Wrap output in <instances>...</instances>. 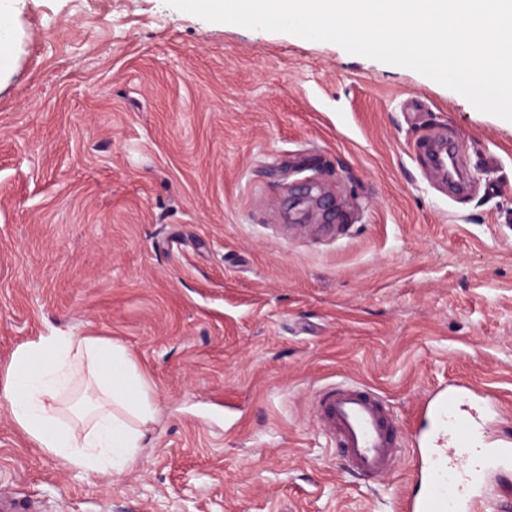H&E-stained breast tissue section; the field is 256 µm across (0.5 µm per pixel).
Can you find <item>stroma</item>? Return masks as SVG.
I'll return each mask as SVG.
<instances>
[{"label": "stroma", "mask_w": 512, "mask_h": 512, "mask_svg": "<svg viewBox=\"0 0 512 512\" xmlns=\"http://www.w3.org/2000/svg\"><path fill=\"white\" fill-rule=\"evenodd\" d=\"M0 77V386L52 329L125 346L157 409L85 478L0 399V490L39 512H400L415 460L352 473L314 421L350 378L407 441L435 386L512 431V122L332 42L165 0H20ZM460 147L449 193L424 145ZM311 184L332 215L295 187Z\"/></svg>", "instance_id": "1"}]
</instances>
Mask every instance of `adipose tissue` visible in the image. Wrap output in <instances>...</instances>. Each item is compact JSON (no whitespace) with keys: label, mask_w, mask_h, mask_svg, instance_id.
Here are the masks:
<instances>
[{"label":"adipose tissue","mask_w":512,"mask_h":512,"mask_svg":"<svg viewBox=\"0 0 512 512\" xmlns=\"http://www.w3.org/2000/svg\"><path fill=\"white\" fill-rule=\"evenodd\" d=\"M78 383L84 403L63 419L57 402ZM0 394L32 443L87 477L135 467L156 422L147 379L123 345L101 336L54 329L18 348Z\"/></svg>","instance_id":"ef3b65f1"}]
</instances>
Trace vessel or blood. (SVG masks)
Segmentation results:
<instances>
[{"label": "vessel or blood", "instance_id": "b4317fda", "mask_svg": "<svg viewBox=\"0 0 512 512\" xmlns=\"http://www.w3.org/2000/svg\"><path fill=\"white\" fill-rule=\"evenodd\" d=\"M469 399L467 386L459 384L426 396L413 433L424 452L418 473L423 490L405 512H477L486 475L512 468V438L487 435L486 417L467 411ZM316 413L355 472L372 480L393 472L397 442L381 394L343 380L318 393Z\"/></svg>", "mask_w": 512, "mask_h": 512}]
</instances>
